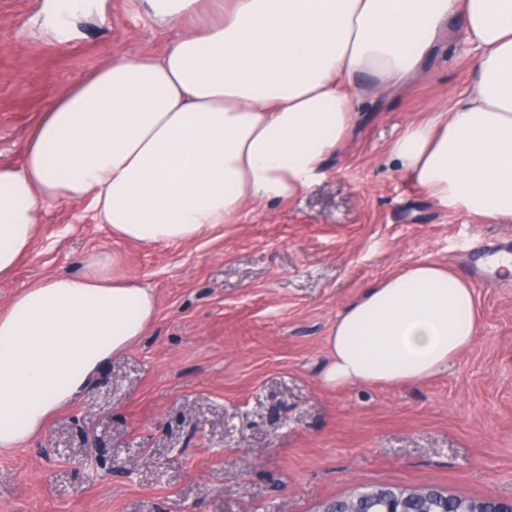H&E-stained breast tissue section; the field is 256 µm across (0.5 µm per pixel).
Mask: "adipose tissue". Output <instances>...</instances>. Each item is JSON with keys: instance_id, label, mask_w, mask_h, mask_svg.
Segmentation results:
<instances>
[{"instance_id": "obj_1", "label": "adipose tissue", "mask_w": 512, "mask_h": 512, "mask_svg": "<svg viewBox=\"0 0 512 512\" xmlns=\"http://www.w3.org/2000/svg\"><path fill=\"white\" fill-rule=\"evenodd\" d=\"M184 26L161 56L117 55L54 99L19 164L0 165V280L52 202L90 200L123 239L182 244L250 203L293 198L352 134L364 97L409 85L461 17L477 75L450 111L408 124L389 162L480 219L512 217V0H146ZM372 81L353 85L355 76ZM156 315L151 288L91 260L0 310V449L23 447ZM472 286L421 261L336 317L326 386L412 384L478 334Z\"/></svg>"}]
</instances>
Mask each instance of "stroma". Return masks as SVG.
Returning <instances> with one entry per match:
<instances>
[{"mask_svg": "<svg viewBox=\"0 0 512 512\" xmlns=\"http://www.w3.org/2000/svg\"><path fill=\"white\" fill-rule=\"evenodd\" d=\"M43 3L0 0V164L19 163L41 110L111 55H159L179 34L144 0H107V21L89 15L61 45ZM450 32L412 84L363 99L354 135L291 200L170 246L114 236L83 202L40 210L0 307L96 258L152 288L157 315L25 447L0 451V512H321L382 486L512 499V280L487 264L512 218L450 208L389 165L405 126L474 76L462 21ZM421 260L474 288L472 346L421 383L324 385L340 310Z\"/></svg>", "mask_w": 512, "mask_h": 512, "instance_id": "35a3bbf8", "label": "stroma"}]
</instances>
